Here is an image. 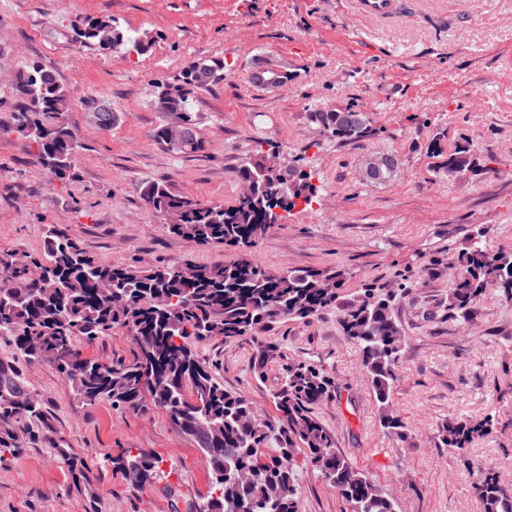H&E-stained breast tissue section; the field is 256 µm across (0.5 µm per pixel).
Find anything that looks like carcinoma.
Instances as JSON below:
<instances>
[{"instance_id": "obj_1", "label": "carcinoma", "mask_w": 512, "mask_h": 512, "mask_svg": "<svg viewBox=\"0 0 512 512\" xmlns=\"http://www.w3.org/2000/svg\"><path fill=\"white\" fill-rule=\"evenodd\" d=\"M108 30L113 52L148 53L153 41L131 32L113 18H87L76 29L79 42L99 44ZM224 70V61L189 63L174 83L159 86L153 102L166 121L157 141L175 153L198 152L204 140L197 132L196 95L208 89ZM21 104L8 131L36 145L42 164L62 179L82 148L76 133L61 116L71 91L56 75L39 66L16 72L14 85ZM188 120L192 139L176 147L165 138L170 121ZM308 120L341 141L368 133L366 113L351 108L317 110ZM474 167L469 145L457 146L448 156L450 172ZM239 178L255 182L259 194L231 205L203 204L172 193L162 182L141 189L142 198L166 220L169 232L203 245L239 249L224 265L118 266L88 255L57 225L47 226L44 246L29 267L0 260V271L18 288L0 287V336H8L15 353L29 363L54 366L88 406L109 403L136 410L145 400L165 410L197 445L208 461L216 494L197 512H298V456L311 464L351 506L352 512H396V505L364 472L334 449L332 436L315 413L334 390V381L305 362L288 364L286 377L272 393L274 417H260L247 399L224 389V384L195 356L193 344L214 337L226 341L294 319H307L335 306L342 312L345 336L361 353V365L375 395L381 427L408 438L405 423L393 409L396 368L404 336L395 316L402 294L381 285L345 297L343 274L332 269H270L252 258L250 248L266 234V215L274 208L290 212L316 199L312 173L274 172L265 166L263 146L257 145L239 170ZM460 278L448 292L446 309L452 317L467 318L487 290L497 288L512 300V251L491 250L473 237L459 251ZM108 281L124 294L127 306L112 307L97 295ZM121 328L135 342L132 361L101 362L83 354L78 341L92 343ZM488 422L448 418L441 430L444 446L460 452L486 430ZM32 439L52 441L42 403L29 390L22 372L0 361V459L23 452L14 441L16 429ZM133 486L160 477L159 462L145 454L115 459ZM483 512H512V484L489 471L478 473L472 485Z\"/></svg>"}]
</instances>
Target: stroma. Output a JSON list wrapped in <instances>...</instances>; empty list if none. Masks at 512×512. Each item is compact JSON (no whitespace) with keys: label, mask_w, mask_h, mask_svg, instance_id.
Wrapping results in <instances>:
<instances>
[{"label":"stroma","mask_w":512,"mask_h":512,"mask_svg":"<svg viewBox=\"0 0 512 512\" xmlns=\"http://www.w3.org/2000/svg\"><path fill=\"white\" fill-rule=\"evenodd\" d=\"M466 2L411 0L407 15L380 19L358 15L354 0H0V124L11 123L18 103L14 71L38 64L72 90L62 119L82 143L59 180L28 140L0 135V260L28 263L55 224L115 265L230 261L235 249L169 233L141 188L162 181L175 194L229 204L255 146L279 152L312 172L317 199L284 214L252 256L271 269L341 271L350 292L369 283L405 290L393 404L408 436L381 427L337 308L231 342L195 343L198 360L268 415L289 363H314L335 382L316 414L336 450L398 512H483L472 490L479 471L512 484V300L489 290L465 320L443 305L460 274L458 251L477 231L491 248L512 251V0H479L474 9ZM107 16L151 36V51L77 41L79 20ZM259 51L295 73L287 88L249 83ZM212 58L223 60L224 77L194 104L205 148L170 152L154 137L164 121L153 105L158 88L189 62ZM101 97L121 115L109 130L89 121ZM349 106L366 113L369 136L340 142L307 118ZM465 140L479 173H448L449 154ZM378 153L398 161L384 183L362 177ZM262 347L271 356L259 379L251 361ZM20 369L54 440L21 433L22 454L0 461V512H195L210 496L205 458L165 411L91 407L51 365ZM451 415L492 426L457 453L440 440ZM129 449L158 460L155 484L134 487L115 468ZM70 458L89 466L87 481L73 480ZM298 484V512H350L311 466H300Z\"/></svg>","instance_id":"stroma-1"}]
</instances>
